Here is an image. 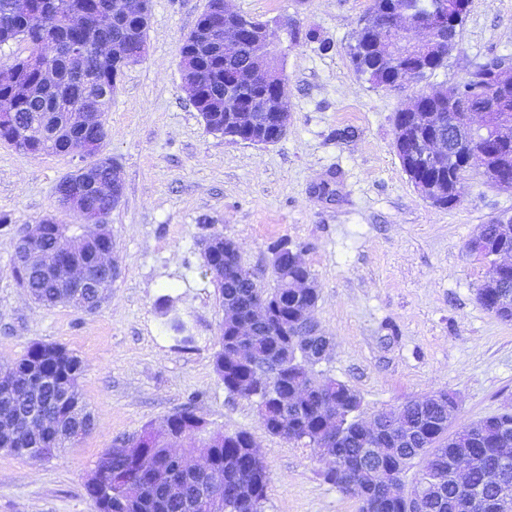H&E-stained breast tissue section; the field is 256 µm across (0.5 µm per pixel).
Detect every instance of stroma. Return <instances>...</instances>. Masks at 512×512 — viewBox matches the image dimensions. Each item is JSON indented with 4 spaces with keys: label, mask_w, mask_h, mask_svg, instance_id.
Listing matches in <instances>:
<instances>
[{
    "label": "stroma",
    "mask_w": 512,
    "mask_h": 512,
    "mask_svg": "<svg viewBox=\"0 0 512 512\" xmlns=\"http://www.w3.org/2000/svg\"><path fill=\"white\" fill-rule=\"evenodd\" d=\"M150 5L146 52L105 114L103 153L125 186L108 217L122 274L95 313L32 300L9 246L48 216L76 224L56 187L79 156L0 144V364L37 342L66 347L86 365L79 389L96 420L59 457L0 452V512H97L85 491L96 458L188 403L209 430L251 436L268 466V512H359L325 480V458L269 434L253 404L225 391L214 368L224 311L201 241L235 239L265 287L270 245L302 247L318 285L313 317L333 343L316 370L359 393L363 419L438 391L456 396L460 426L512 410V324L477 302L486 267L465 250L479 225L512 215V191L472 173L456 207L433 206L405 174L393 126L418 88L459 85L475 64L512 58V0H471L447 67L392 91L349 57L371 0H228L244 17L318 35L285 50L290 124L269 146L210 132L182 88L181 46L207 0ZM165 294L191 346L166 331Z\"/></svg>",
    "instance_id": "1"
}]
</instances>
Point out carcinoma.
Here are the masks:
<instances>
[{
    "label": "carcinoma",
    "mask_w": 512,
    "mask_h": 512,
    "mask_svg": "<svg viewBox=\"0 0 512 512\" xmlns=\"http://www.w3.org/2000/svg\"><path fill=\"white\" fill-rule=\"evenodd\" d=\"M405 9L419 18L434 11L453 16L456 0H373L369 13L380 12L386 2ZM208 16H200L196 27L185 38L180 56L200 70V87L193 89V106L199 112H222L228 109L224 97H214V89L224 83V36L204 26ZM147 27L134 18L119 17L112 10V0H0V45L23 40L29 54L39 55L59 72L58 90L69 94L68 105L77 109L92 108L107 112L112 94L117 88L119 67L112 61H100L95 56L70 58V49L79 44L101 43L107 47L122 45L127 39L146 42ZM379 32L363 17L351 46L355 71L377 88L397 90L400 85L391 79L397 70L378 50ZM400 56L396 60L408 63L421 58L418 80L447 66L452 44H442L436 50L420 54L413 43L397 38ZM10 81L0 83V113L9 112L12 120L0 128V141L19 151L34 154L40 146L39 130L43 114L53 93L42 89L44 76L40 69L30 66L23 58L11 65ZM512 80V60L496 59L474 67L461 85L443 90L421 91L416 96L418 111L435 114V132L449 135L450 142L462 146L474 141L471 131L464 127L448 128V99H454V111L468 112L484 104V97L497 83L498 76ZM494 151L492 164L501 181H512V139L509 143H481ZM412 183L423 180L436 184L445 200L453 196V182L448 170L417 168L409 177ZM65 234L77 240V249L91 264L104 260L98 253L100 239L79 226L81 233H71L67 224L59 225ZM490 244L512 247V225L482 224ZM29 246L43 256L51 257L59 242L52 228H41L29 236ZM223 276L205 268V275L218 286L222 302L237 306L249 313L250 300L262 294L269 303L277 304L272 318L253 336H235L222 329L219 350L214 355L215 371L232 396L251 400L259 394L268 398L269 417L263 426L273 436L290 443L317 448L330 458L332 466L326 473L329 483L343 494L362 503L374 504L371 512H404L401 500L391 498L372 486V469L382 468L396 479L403 480L415 461L423 463L417 483L433 475L438 482L429 487L428 512H459L458 503L469 495L456 478L454 464L463 459L471 464L472 483L478 485L482 473L512 462V413L501 412L480 419L455 431L448 428L445 414L447 402L436 394L422 398L426 409L418 408L414 400L380 415L398 413L405 418L402 433L389 437L378 457L367 458L366 444L360 430L361 398L356 390L336 379L315 373L317 359L290 358L285 345L300 348L307 355H319L323 340L309 335V326L302 311L315 307L319 293L315 289L281 288L274 281L263 288L241 278L236 264L223 257L212 259ZM21 286L45 307L66 303L68 290L53 286L43 268L37 264L26 269H13ZM476 298L487 311L502 322L512 323V269L499 272L484 280L477 288ZM242 340L251 344L254 360L265 366V374L256 365L240 360L235 346ZM9 379L0 381V444L13 449L16 456H27L32 450L44 452L50 458L59 449L87 437L94 422L80 425L70 439L45 448L49 439L46 431L52 420L67 415L68 408L59 404L64 389L81 397L79 380L84 372L83 362L61 345L36 343L27 352L7 365ZM330 397L340 409V424L328 425L320 413V398ZM200 419L191 408L164 419L165 425L147 428L139 434L146 448L139 460H131L118 448L120 443L102 452L94 464L92 477L85 485L98 512H201V497H218L228 505L227 512H267L269 476L263 460L253 456L251 436L244 431L215 432L202 436ZM170 431L182 434L190 441L189 451L198 452L211 461L223 479L204 483L191 472L180 469L167 448Z\"/></svg>",
    "instance_id": "cac0c4a2"
}]
</instances>
